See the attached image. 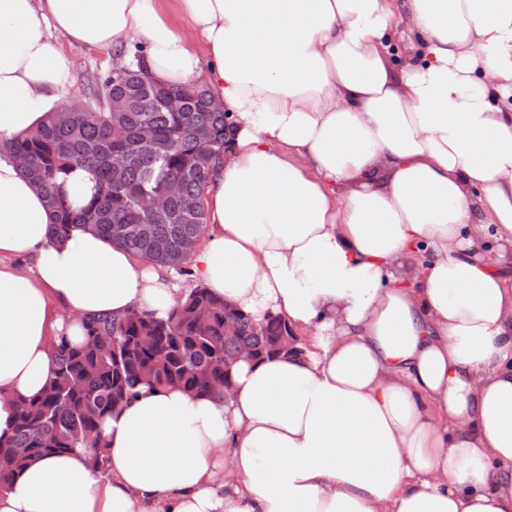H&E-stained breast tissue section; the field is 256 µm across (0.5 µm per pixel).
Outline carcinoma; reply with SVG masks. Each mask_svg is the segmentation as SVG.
Instances as JSON below:
<instances>
[{
  "mask_svg": "<svg viewBox=\"0 0 512 512\" xmlns=\"http://www.w3.org/2000/svg\"><path fill=\"white\" fill-rule=\"evenodd\" d=\"M143 77L137 49L132 62L96 78L88 111H54L10 149L48 199L51 238L80 225L181 272L206 231L204 193L224 159L229 113L212 107L201 86L171 88ZM172 96L182 98L178 112L165 106ZM79 171L90 186L74 196L69 185ZM86 335L81 345L60 342L46 390L16 404L12 435L0 438L1 488L31 462L77 448L93 449L102 462L103 420L140 387L222 392L241 350L255 359L279 355L290 331L279 316L256 322L197 287L164 319L146 312L100 319Z\"/></svg>",
  "mask_w": 512,
  "mask_h": 512,
  "instance_id": "1",
  "label": "carcinoma"
}]
</instances>
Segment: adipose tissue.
I'll use <instances>...</instances> for the list:
<instances>
[{
  "mask_svg": "<svg viewBox=\"0 0 512 512\" xmlns=\"http://www.w3.org/2000/svg\"><path fill=\"white\" fill-rule=\"evenodd\" d=\"M71 42L230 114L191 277L288 354L230 391L139 388L0 512H512V0H0V436L92 319L191 289L51 211L9 146ZM7 256L28 261L21 270Z\"/></svg>",
  "mask_w": 512,
  "mask_h": 512,
  "instance_id": "adipose-tissue-1",
  "label": "adipose tissue"
}]
</instances>
